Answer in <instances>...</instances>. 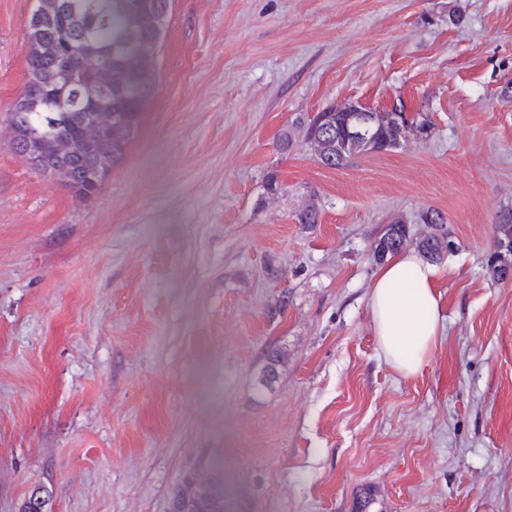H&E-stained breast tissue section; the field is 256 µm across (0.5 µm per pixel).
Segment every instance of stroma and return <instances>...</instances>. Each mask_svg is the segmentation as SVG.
Returning <instances> with one entry per match:
<instances>
[{"label": "stroma", "mask_w": 512, "mask_h": 512, "mask_svg": "<svg viewBox=\"0 0 512 512\" xmlns=\"http://www.w3.org/2000/svg\"><path fill=\"white\" fill-rule=\"evenodd\" d=\"M35 0H0V512H512V0H173L139 128L89 199L11 145ZM358 101L429 138L330 168ZM276 179L277 192L268 189ZM316 204L320 219L299 223ZM442 334L385 359L371 249L425 210ZM352 103L341 106L330 105L318 112L307 122H299L296 128L303 132L306 144L313 150L322 164L336 168L346 165L353 158L367 153H382L397 147L399 139H404L415 130L430 127L425 119L410 121L395 108L377 112L378 118L370 127L369 133L360 136L353 134L354 113L359 112L360 128L364 129L372 122V117L354 104L355 110L349 112ZM391 117L395 125L388 117ZM493 247L487 270L494 280L503 281L507 267H512V216L504 218L502 224H497V236ZM177 512H224V496L208 490L186 478L175 497Z\"/></svg>", "instance_id": "obj_1"}]
</instances>
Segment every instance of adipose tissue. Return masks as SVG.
Returning a JSON list of instances; mask_svg holds the SVG:
<instances>
[{"instance_id":"adipose-tissue-1","label":"adipose tissue","mask_w":512,"mask_h":512,"mask_svg":"<svg viewBox=\"0 0 512 512\" xmlns=\"http://www.w3.org/2000/svg\"><path fill=\"white\" fill-rule=\"evenodd\" d=\"M441 275L414 251L391 256L375 272L368 296L375 334L386 360L403 376L418 374L437 344Z\"/></svg>"}]
</instances>
